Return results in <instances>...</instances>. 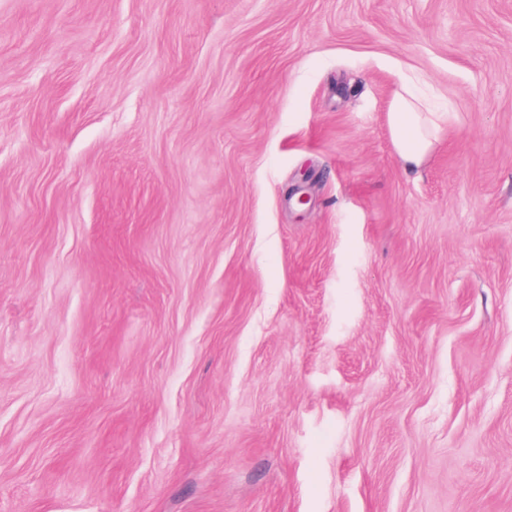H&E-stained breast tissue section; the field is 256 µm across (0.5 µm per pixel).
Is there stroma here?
Returning a JSON list of instances; mask_svg holds the SVG:
<instances>
[{
  "mask_svg": "<svg viewBox=\"0 0 512 512\" xmlns=\"http://www.w3.org/2000/svg\"><path fill=\"white\" fill-rule=\"evenodd\" d=\"M0 512H512V0H0ZM445 114L433 112L406 87L394 94L388 112L389 132L406 168L418 167L430 153Z\"/></svg>",
  "mask_w": 512,
  "mask_h": 512,
  "instance_id": "35a3bbf8",
  "label": "stroma"
}]
</instances>
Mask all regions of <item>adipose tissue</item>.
Segmentation results:
<instances>
[{"label":"adipose tissue","mask_w":512,"mask_h":512,"mask_svg":"<svg viewBox=\"0 0 512 512\" xmlns=\"http://www.w3.org/2000/svg\"><path fill=\"white\" fill-rule=\"evenodd\" d=\"M445 119L444 113L432 111L408 88H401L394 94L388 112L389 132L407 168H416L424 161Z\"/></svg>","instance_id":"1"}]
</instances>
